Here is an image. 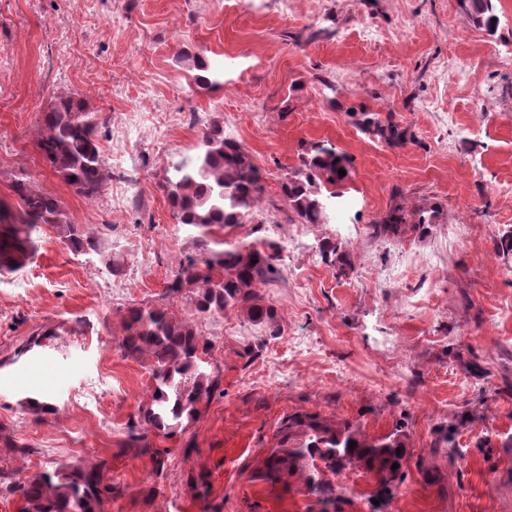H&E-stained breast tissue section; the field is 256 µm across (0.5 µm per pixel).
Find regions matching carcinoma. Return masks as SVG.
<instances>
[{"instance_id": "cac0c4a2", "label": "carcinoma", "mask_w": 512, "mask_h": 512, "mask_svg": "<svg viewBox=\"0 0 512 512\" xmlns=\"http://www.w3.org/2000/svg\"><path fill=\"white\" fill-rule=\"evenodd\" d=\"M475 24L490 30L496 18L492 0H464ZM202 71L195 77L200 89L223 85V72L205 62L194 61ZM366 128L389 143L403 141L393 124L383 126L374 118L362 120ZM98 125L83 99L75 94L54 98L43 113L37 148L59 176L76 192L97 193L105 178L104 160L97 142ZM347 174L340 176L338 170ZM349 160L332 146L315 145L299 167L288 174L281 186L284 200L302 224H326L335 210L334 188L350 178ZM168 200L179 224L209 233L214 227H234L250 217L263 198L259 169L235 140L213 128L204 132L199 151L181 157L168 167L165 180ZM12 190L19 209L0 210V271H17L32 257V234L40 224L56 226L60 237L77 251L94 249V241L82 239L59 202L32 186L25 172L14 177ZM406 223L403 211L394 208L380 224L371 225L372 235L385 238L399 232ZM283 247L273 241L224 242V249L210 250L199 258L180 264L167 285L163 298H186L196 315L204 317L228 307L239 306L255 322L271 317V307L258 294L282 276ZM125 336L119 345L125 356L148 352L154 361L150 369L151 399L139 410L138 424L128 427L125 445L137 448L146 433L170 437L196 420L219 389L221 372L201 370L203 356L212 344L197 335L192 324L166 308L132 307L124 322ZM305 441L289 445L295 431ZM280 440L265 460L264 478L272 482L297 471L303 473L305 493L324 502H335V488L325 478L347 467L372 474L377 494H388L402 477L408 450L402 427L371 438L346 422L330 424L318 416L294 413L283 419ZM355 442L349 447V442ZM398 468L391 469L393 464ZM22 501L21 512H100L103 499L112 495V483L105 464L86 467L64 463L51 472L6 487Z\"/></svg>"}]
</instances>
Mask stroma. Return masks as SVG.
Listing matches in <instances>:
<instances>
[{
  "label": "stroma",
  "instance_id": "obj_1",
  "mask_svg": "<svg viewBox=\"0 0 512 512\" xmlns=\"http://www.w3.org/2000/svg\"><path fill=\"white\" fill-rule=\"evenodd\" d=\"M492 3L489 33L460 0H0V200L17 207L26 171L96 243L78 253L39 225L33 259L0 276V473L107 463L101 512H319L300 475L263 477L299 412L406 435L392 493L369 502L374 480L346 468L331 479L338 512H512V256L497 253L512 233V0ZM197 58L223 64L222 86L193 90ZM71 92L109 173L90 197L37 149L43 112ZM367 114L404 142L367 130ZM215 127L266 191L247 224L204 235L177 223L164 185ZM316 143L344 153L352 177L329 223L302 224L281 185ZM395 206L406 227L374 238ZM430 208L434 222L418 223ZM262 239L283 248L281 278L259 289L273 319L238 307L193 318L220 394L186 431L126 447L152 362L119 347L127 309L192 318L163 297L181 261ZM326 240L347 275L324 262ZM32 395L49 412L27 408ZM461 414L454 451L436 448ZM156 449L169 452L160 473ZM202 473L209 489L193 486Z\"/></svg>",
  "mask_w": 512,
  "mask_h": 512
}]
</instances>
